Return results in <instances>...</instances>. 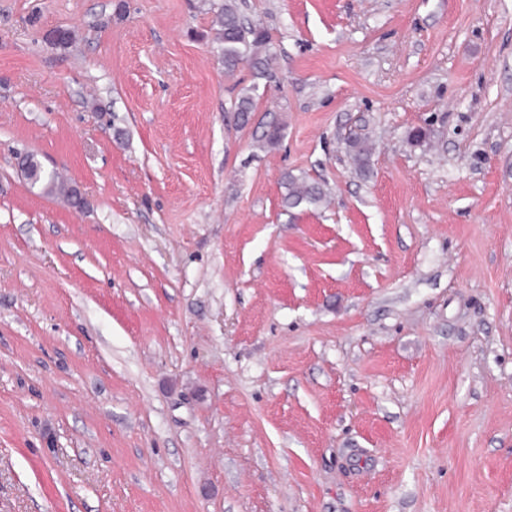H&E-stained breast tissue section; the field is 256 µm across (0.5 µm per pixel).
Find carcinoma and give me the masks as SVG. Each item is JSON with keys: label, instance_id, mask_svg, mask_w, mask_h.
<instances>
[{"label": "carcinoma", "instance_id": "cac0c4a2", "mask_svg": "<svg viewBox=\"0 0 512 512\" xmlns=\"http://www.w3.org/2000/svg\"><path fill=\"white\" fill-rule=\"evenodd\" d=\"M217 41L224 59V69L231 73L244 61L262 71L269 64L270 55L262 54L268 44L266 31L251 23L244 22L238 0H224V5L215 16ZM27 179L34 185L42 186L49 194L63 193L72 196L70 189L58 180L56 173L46 171L35 156H28ZM286 193L284 203L290 208L301 205L316 206L325 198V191L318 182L304 177L287 175L283 182Z\"/></svg>", "mask_w": 512, "mask_h": 512}]
</instances>
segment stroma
<instances>
[{
    "instance_id": "obj_1",
    "label": "stroma",
    "mask_w": 512,
    "mask_h": 512,
    "mask_svg": "<svg viewBox=\"0 0 512 512\" xmlns=\"http://www.w3.org/2000/svg\"><path fill=\"white\" fill-rule=\"evenodd\" d=\"M223 2L0 0V512H512V0ZM239 5L237 0H224L215 16L214 22L218 27L216 39L220 44L224 69L231 73L240 63L250 61L254 68L264 73L270 60L267 53L262 56L268 44L267 33L252 22H244ZM28 161V174L25 176L34 186H42L48 194L64 193L68 198H72L70 189L58 180L55 172L46 171L34 155H28ZM283 185L286 189L284 203L290 208L300 207L301 205L317 206L326 196L320 183L310 181L305 177L288 174L284 178Z\"/></svg>"
}]
</instances>
